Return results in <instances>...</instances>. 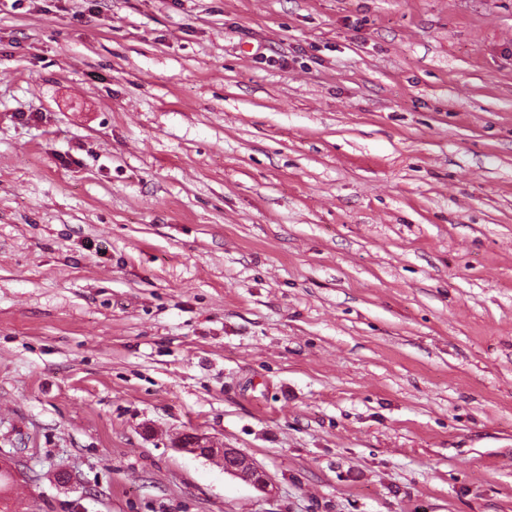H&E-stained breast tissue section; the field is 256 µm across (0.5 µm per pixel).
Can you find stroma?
<instances>
[{
  "label": "stroma",
  "instance_id": "obj_1",
  "mask_svg": "<svg viewBox=\"0 0 512 512\" xmlns=\"http://www.w3.org/2000/svg\"><path fill=\"white\" fill-rule=\"evenodd\" d=\"M0 466L15 512H512V0H0ZM189 435L188 443H179L181 449L204 458L219 456L224 463L226 474L258 489H264L267 486L265 473L237 449L223 448V446L218 448L204 434L190 433Z\"/></svg>",
  "mask_w": 512,
  "mask_h": 512
}]
</instances>
